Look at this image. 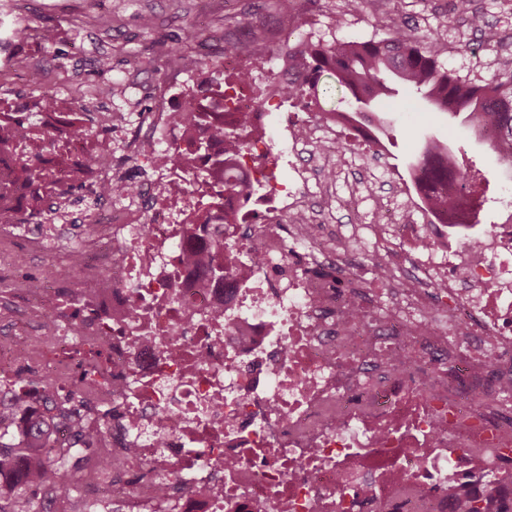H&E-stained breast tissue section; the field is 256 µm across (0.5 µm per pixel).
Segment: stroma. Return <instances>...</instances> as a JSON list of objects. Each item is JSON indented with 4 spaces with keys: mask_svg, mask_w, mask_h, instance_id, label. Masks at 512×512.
Here are the masks:
<instances>
[{
    "mask_svg": "<svg viewBox=\"0 0 512 512\" xmlns=\"http://www.w3.org/2000/svg\"><path fill=\"white\" fill-rule=\"evenodd\" d=\"M288 8L298 11L299 20L286 42L266 38L284 20L275 0H0V17L20 33L22 66L40 71L61 92L82 97L95 112L145 110L141 89L164 78L167 47L192 30L199 33L192 54L254 40L265 44L277 62L288 45L307 39L378 40L399 27L447 44L441 63L462 79L481 85L512 77V0H469L464 12L456 0H369L361 12L352 11L347 0H306L302 6L290 0ZM476 15L482 19L478 28L472 24ZM46 27L55 33L49 43L39 36ZM104 86L111 87L110 96H100ZM385 118L391 126L390 135L382 139L385 165L357 191L338 184L329 218L332 233L350 234L342 205L351 195L357 199L361 223H373L385 180H408L407 164L424 137L448 142L479 170L487 197L480 222H500L506 180L486 141L473 138L468 127L449 125L445 115L429 112L419 100ZM47 264L46 257L29 256L0 270V330L12 331L19 316L14 290L32 287Z\"/></svg>",
    "mask_w": 512,
    "mask_h": 512,
    "instance_id": "stroma-1",
    "label": "stroma"
}]
</instances>
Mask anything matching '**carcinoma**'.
<instances>
[{
	"instance_id": "obj_1",
	"label": "carcinoma",
	"mask_w": 512,
	"mask_h": 512,
	"mask_svg": "<svg viewBox=\"0 0 512 512\" xmlns=\"http://www.w3.org/2000/svg\"><path fill=\"white\" fill-rule=\"evenodd\" d=\"M298 49L310 73L308 83L291 91L300 98L315 88L324 76L351 97L356 107L348 113L357 118L366 114L364 107L378 100L392 99L390 82L398 83L404 91L402 103L421 98L430 105V111L463 117L467 126L477 129L485 124L495 127L497 137L491 147L502 161L512 168V154L503 148L512 147V84L490 80L484 85L459 81L442 69L440 59L447 55V46L437 39L421 40L402 29L393 30L382 40L302 42ZM166 63L172 66L197 64L194 56L183 47L172 46L167 51ZM246 117L235 125L217 127L212 135L224 141V167L199 173L203 179H224V190L241 192L243 185L229 177L244 155ZM413 180L420 183L428 176L433 181L435 208L454 214L460 206L448 199V189L459 178L469 185L473 201L481 200L476 177L461 168L456 150L432 139L418 149L411 164ZM41 169L26 159L17 161L14 180L27 184L43 178ZM228 244L213 245V254L204 267V275L213 278L236 277L258 260L257 251L242 256L224 258ZM15 407L0 404V512H41V498L31 491L36 487L46 495L67 492L79 485L78 464L61 456L55 450V434L62 420L75 421L66 403L56 405L52 414H32L27 426L14 428L11 419Z\"/></svg>"
}]
</instances>
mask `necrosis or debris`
Segmentation results:
<instances>
[{
  "label": "necrosis or debris",
  "mask_w": 512,
  "mask_h": 512,
  "mask_svg": "<svg viewBox=\"0 0 512 512\" xmlns=\"http://www.w3.org/2000/svg\"><path fill=\"white\" fill-rule=\"evenodd\" d=\"M267 62L254 44L225 50V71L241 77L230 90L188 89L200 67L175 68L119 150L76 134L70 96L0 95L1 111L25 115L16 156L39 140L42 159L95 160L81 180L86 204L47 179L0 213V266L17 239L52 259L19 295L30 326L0 336V397L38 413L67 395L92 400L80 414L92 447L71 424L56 434L94 462L78 512H466L467 498L512 489V416L493 409L512 396V217L487 234L451 224L397 184L400 206L377 208L356 258L343 237L322 236L308 185L326 178L332 146L353 159L382 146L341 115L282 114L280 99L307 73L278 67L262 89L243 80ZM200 98L248 125L247 189L212 184L206 221L186 188L223 143L195 169L173 160L204 128L171 114ZM132 161L151 178L114 192ZM281 167L291 177H276ZM33 194L42 205H29ZM75 225L77 290L62 274ZM217 240L260 260L241 277L202 279L183 255ZM368 279L376 289L365 295ZM30 361L58 375L56 389L32 384Z\"/></svg>",
  "instance_id": "4bbe7bcc"
}]
</instances>
